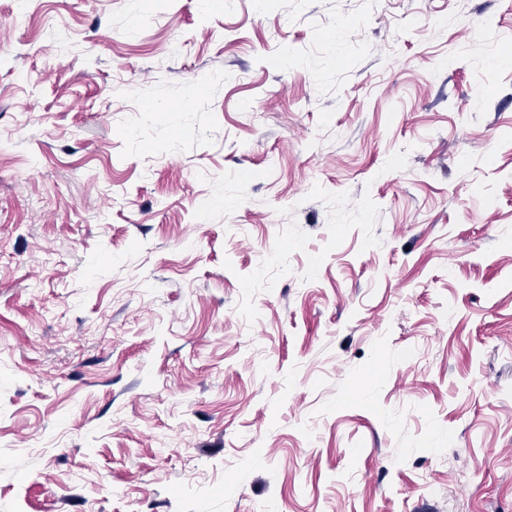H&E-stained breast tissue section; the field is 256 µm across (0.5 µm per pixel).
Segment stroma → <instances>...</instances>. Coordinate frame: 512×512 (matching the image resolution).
Listing matches in <instances>:
<instances>
[{
  "mask_svg": "<svg viewBox=\"0 0 512 512\" xmlns=\"http://www.w3.org/2000/svg\"><path fill=\"white\" fill-rule=\"evenodd\" d=\"M512 0H0V512H512Z\"/></svg>",
  "mask_w": 512,
  "mask_h": 512,
  "instance_id": "35a3bbf8",
  "label": "stroma"
}]
</instances>
